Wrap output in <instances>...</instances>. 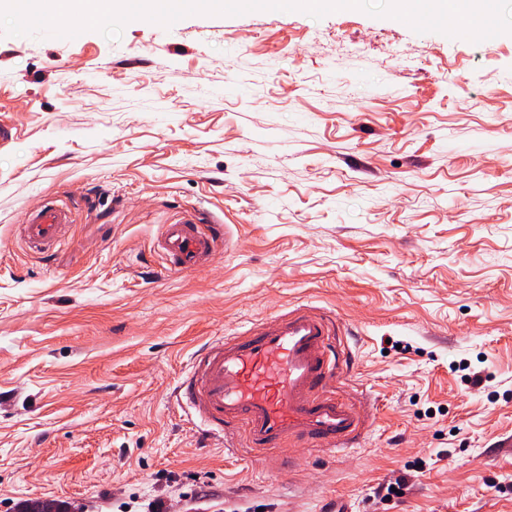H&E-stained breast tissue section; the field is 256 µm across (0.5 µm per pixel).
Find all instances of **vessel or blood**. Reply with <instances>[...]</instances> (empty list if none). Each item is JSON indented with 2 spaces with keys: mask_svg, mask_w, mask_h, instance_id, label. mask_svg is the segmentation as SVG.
<instances>
[{
  "mask_svg": "<svg viewBox=\"0 0 512 512\" xmlns=\"http://www.w3.org/2000/svg\"><path fill=\"white\" fill-rule=\"evenodd\" d=\"M70 213L48 204L24 219L25 243L37 253L56 244ZM221 223L199 224L195 215L164 225L159 237L163 268L191 272L226 244ZM334 319L301 307L258 323L243 336H220L194 353L178 393L205 427L239 435L245 455L267 459L275 448L306 444L348 448L361 435L357 407L325 389L338 359L330 339Z\"/></svg>",
  "mask_w": 512,
  "mask_h": 512,
  "instance_id": "vessel-or-blood-1",
  "label": "vessel or blood"
}]
</instances>
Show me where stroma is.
<instances>
[{"instance_id":"1","label":"stroma","mask_w":512,"mask_h":512,"mask_svg":"<svg viewBox=\"0 0 512 512\" xmlns=\"http://www.w3.org/2000/svg\"><path fill=\"white\" fill-rule=\"evenodd\" d=\"M0 124V512H512V34L349 9L0 36ZM50 201L72 222L44 258L21 224ZM184 213L230 248L157 275ZM301 306L340 324L327 389L364 429L273 468L175 390Z\"/></svg>"}]
</instances>
